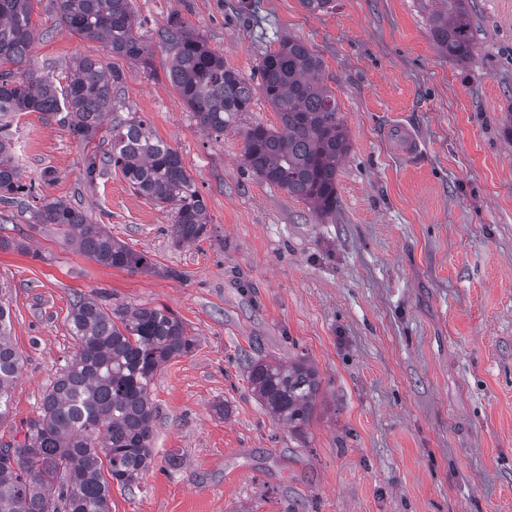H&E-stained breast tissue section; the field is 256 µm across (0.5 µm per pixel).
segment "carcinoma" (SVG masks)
Masks as SVG:
<instances>
[{"label":"carcinoma","instance_id":"1","mask_svg":"<svg viewBox=\"0 0 512 512\" xmlns=\"http://www.w3.org/2000/svg\"><path fill=\"white\" fill-rule=\"evenodd\" d=\"M35 0H0V204L29 213L30 224L63 227L80 252L106 267L148 272L147 258L117 242L81 207L37 201L35 184L22 180L9 118L17 112L61 115L81 141L93 138L112 115L111 151L85 157L83 178L94 183L108 167L156 204H171L176 244L206 235L207 206L177 150L143 118L118 115L122 75L92 57L73 61L65 84L33 68ZM60 22L110 52L148 63L131 0H51ZM472 0H432L430 34L451 60L472 59ZM174 50L169 79L205 130L222 133L249 110L261 91L281 128L256 124L244 131L243 160L264 181L308 203L325 218L336 213V178L349 152L336 96L320 80L323 64L297 38L264 55L254 85L224 64L198 34L174 22L165 30ZM79 348L41 399V415L24 439L0 447V512H110L111 483H135L152 461L156 408L150 392L159 368L189 353L194 337L170 310L106 307L79 298L68 316ZM10 312L0 302V421L8 413L20 356L10 339ZM249 381L273 419L296 433L311 418L320 390L304 360L252 362Z\"/></svg>","mask_w":512,"mask_h":512}]
</instances>
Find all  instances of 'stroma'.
<instances>
[{"instance_id": "1", "label": "stroma", "mask_w": 512, "mask_h": 512, "mask_svg": "<svg viewBox=\"0 0 512 512\" xmlns=\"http://www.w3.org/2000/svg\"><path fill=\"white\" fill-rule=\"evenodd\" d=\"M150 62L71 33L49 0L35 6V68L63 79L92 56L123 76L127 112L176 149L208 209L207 234L175 246L171 205L108 169L83 180V157L109 150L58 118L11 120L23 177L46 200L77 204L146 256L145 274L102 266L54 224L29 228L0 205V300L22 357L0 444L22 440L46 387L78 349L77 294L171 310L195 339L158 371L154 459L111 512H512V0H474V55L436 48L429 0H132ZM256 80L285 37L323 62L350 151L327 219L254 175L243 132L278 126L255 94L224 132L201 129L170 83L172 21ZM421 151L399 153L401 127ZM304 359L321 391L303 436L254 395L251 362ZM225 404L226 415L215 412Z\"/></svg>"}]
</instances>
